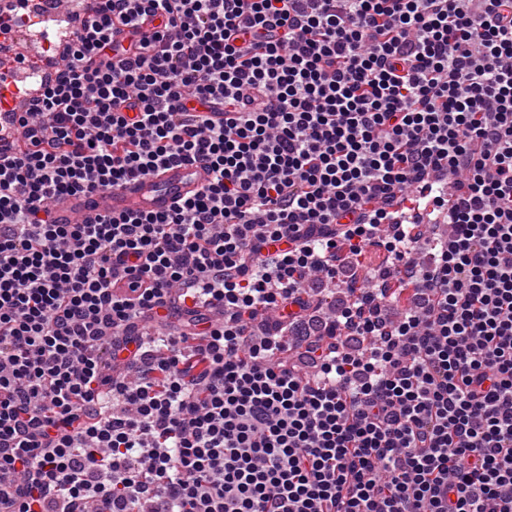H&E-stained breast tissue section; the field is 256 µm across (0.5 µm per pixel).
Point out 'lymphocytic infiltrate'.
Returning a JSON list of instances; mask_svg holds the SVG:
<instances>
[{"instance_id": "lymphocytic-infiltrate-1", "label": "lymphocytic infiltrate", "mask_w": 512, "mask_h": 512, "mask_svg": "<svg viewBox=\"0 0 512 512\" xmlns=\"http://www.w3.org/2000/svg\"><path fill=\"white\" fill-rule=\"evenodd\" d=\"M470 2L66 20L0 149V512H512V0ZM207 179L202 163L172 165L158 174L134 180L105 197L68 196L53 209L57 224H73L78 214L95 216L106 210L120 214L131 210L163 212L199 189Z\"/></svg>"}]
</instances>
